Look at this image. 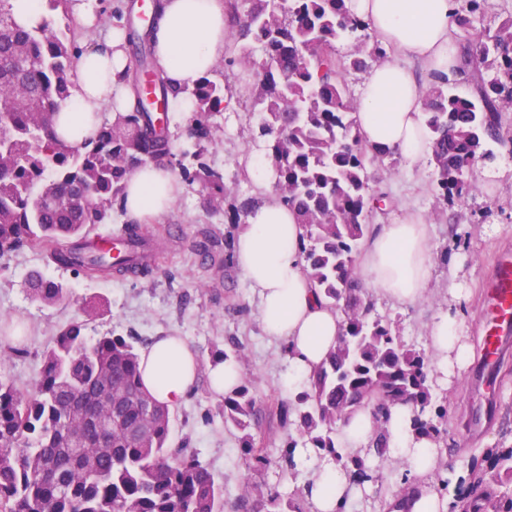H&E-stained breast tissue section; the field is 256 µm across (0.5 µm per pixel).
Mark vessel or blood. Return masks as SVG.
Here are the masks:
<instances>
[{
    "label": "vessel or blood",
    "mask_w": 512,
    "mask_h": 512,
    "mask_svg": "<svg viewBox=\"0 0 512 512\" xmlns=\"http://www.w3.org/2000/svg\"><path fill=\"white\" fill-rule=\"evenodd\" d=\"M482 359L487 369L499 363L512 336V254L503 253L494 269L481 316Z\"/></svg>",
    "instance_id": "1"
}]
</instances>
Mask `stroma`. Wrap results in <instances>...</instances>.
I'll return each instance as SVG.
<instances>
[{"label": "stroma", "instance_id": "1", "mask_svg": "<svg viewBox=\"0 0 512 512\" xmlns=\"http://www.w3.org/2000/svg\"><path fill=\"white\" fill-rule=\"evenodd\" d=\"M249 78L238 66L227 83L229 104L214 123L215 143L204 155L208 166L224 177L231 197L255 198L258 188L250 171L264 154L257 136L259 113L250 109ZM508 142L493 145L492 165L474 168L472 177L483 183V194L462 203L448 204L436 190L430 159L417 164L397 157L370 168L371 186L391 196L395 208L370 217V224L394 220L406 206L430 226L434 246L433 277L426 298L414 306L376 301L375 310L386 317L393 335L422 353H430L427 326L433 316L451 310L463 320L471 346L467 366L449 390L439 391L448 408L445 450L448 478L466 475L490 446L512 441V356L501 362L496 379L498 412L488 418L482 397L479 321L490 277L502 253L512 252V112L503 116ZM162 231L156 267L145 277H107L90 280L84 274L46 264L40 253L25 250L0 256V373L18 385L31 383L41 368V357L53 336L64 326L80 322L88 338L111 333L152 340L169 334L187 340L209 361L223 351L224 338L236 335L245 349L239 363L246 380L260 397L278 395L284 370L280 343L269 341L259 328L257 308L247 281L236 267L200 264L193 244L209 237L223 241L227 226L223 206L211 205L200 183L185 185L169 213L152 223ZM38 270L61 281L70 290L67 301L48 306L32 298L24 286L29 272ZM98 297L102 315L86 316L82 302ZM221 400L207 378L173 409V447L188 445L200 462L223 483L225 501L241 492L248 472L240 458L238 431L225 425Z\"/></svg>", "mask_w": 512, "mask_h": 512}]
</instances>
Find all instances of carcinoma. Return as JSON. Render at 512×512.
I'll list each match as a JSON object with an SVG mask.
<instances>
[{
  "instance_id": "carcinoma-1",
  "label": "carcinoma",
  "mask_w": 512,
  "mask_h": 512,
  "mask_svg": "<svg viewBox=\"0 0 512 512\" xmlns=\"http://www.w3.org/2000/svg\"><path fill=\"white\" fill-rule=\"evenodd\" d=\"M232 5L229 22L243 52L258 51L251 71L252 107L260 108V137L275 191L304 225L302 253L309 276L327 299L343 302L344 333L310 391L293 399L257 398L249 383L224 395V423L241 432V457L254 481L232 512H305L302 492L270 487V468L294 470L295 449L311 448L367 472L364 460L344 457L337 422L360 407L379 422L396 403L412 405L415 426L438 436L447 408L430 384V360L405 347L375 315L354 275L355 252L367 218L391 208L388 193L370 186L368 167L396 155L367 147L356 132L359 100L345 75L386 57L369 26L346 0H269ZM483 0L453 13L465 32L458 71L440 76L424 94L426 135L438 195L465 200L481 193L470 177L492 159L487 144L502 139V114L512 111V17L495 32L474 31ZM125 20L137 79L129 111L104 121L76 146L58 140L53 116L69 97L79 47L45 22L24 27L11 0H0V255L29 247L47 262L89 278L134 273L155 251L153 233L123 224L97 233L121 202L135 168L156 163L199 181L224 198V177L201 162L213 141L226 85L204 77L177 92L158 66L154 23L135 26L133 3L116 11ZM353 35L368 57L336 60V40ZM494 70L486 79L480 66ZM477 81L470 99L450 91L456 77ZM184 94L194 105L189 139L194 151L174 152L173 135L156 114L159 102ZM197 161L190 171L186 159ZM30 295L46 305L69 299L67 286L38 272L26 278ZM171 410L144 389L138 353L123 336L91 342L83 324L62 329L27 387L0 373V512H224V487L187 448L170 446ZM463 512H512V448L489 453L468 473Z\"/></svg>"
}]
</instances>
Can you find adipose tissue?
I'll list each match as a JSON object with an SVG mask.
<instances>
[{"mask_svg":"<svg viewBox=\"0 0 512 512\" xmlns=\"http://www.w3.org/2000/svg\"><path fill=\"white\" fill-rule=\"evenodd\" d=\"M351 12L367 22L394 56L382 60L360 86L358 130L369 146L399 151L410 162L431 156L425 135L419 77L451 74L455 43L450 16L455 0H349ZM230 0H163L155 34V55L170 84L189 89L210 75L224 57ZM130 67L121 28H110L77 56V79L69 98L54 117L61 141L82 143L104 114L127 111L131 104L125 75ZM121 202L130 221L147 223L164 216L183 185L169 167L148 164L129 174ZM258 198L238 228L234 262L257 299L262 333L288 348V367L278 388L292 397L308 391L313 374L344 329L341 310L321 296L310 280L301 253L304 228L296 214L270 192L266 177L258 179ZM433 270V245L428 224L405 214L391 224L371 229L356 265V276L379 299L398 305L420 301ZM435 371L449 381L454 366L467 361L470 348L463 324L451 313L436 315L428 329ZM142 383L156 400L175 406L206 374L217 396L235 391L239 365L231 360L202 363L197 351L179 336H165L139 352ZM410 406H392L385 429H378L370 408L347 414L337 429L343 456L370 457L378 435H385L388 456L403 461L414 476L406 499H388L390 512H448L429 475L443 456L439 444L413 429ZM302 471L309 512H338L362 498L367 484L357 470L334 462L310 459Z\"/></svg>","mask_w":512,"mask_h":512,"instance_id":"obj_1","label":"adipose tissue"}]
</instances>
